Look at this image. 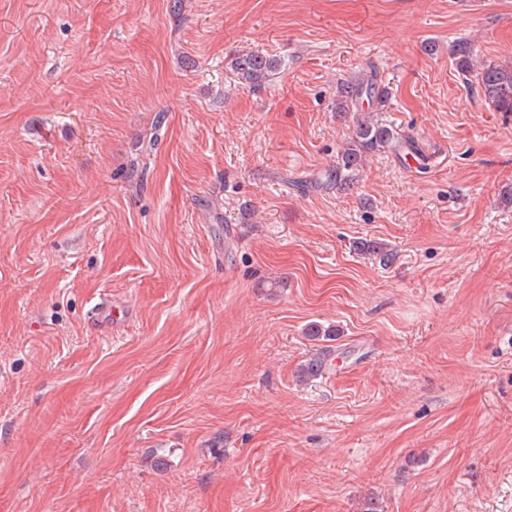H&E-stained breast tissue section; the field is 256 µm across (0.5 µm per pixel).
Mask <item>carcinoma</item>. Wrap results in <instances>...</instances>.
Returning <instances> with one entry per match:
<instances>
[{"mask_svg":"<svg viewBox=\"0 0 512 512\" xmlns=\"http://www.w3.org/2000/svg\"><path fill=\"white\" fill-rule=\"evenodd\" d=\"M453 59L464 76H470L475 80L478 93L486 103L497 112H512L511 66L485 64L478 69L474 68L471 45L466 40L455 43ZM276 65V59L259 52L242 54L230 62V68L238 84L252 89L261 87ZM387 97L388 92L375 78L362 82L346 80L339 85L336 116L344 120L354 112L356 122L353 124L346 146L337 157L336 165L324 172L323 185L330 187L352 183L356 178V172L372 153L383 149L397 151L402 148H416L414 139H400L391 128L374 119L371 113L360 112L361 99H372L381 104Z\"/></svg>","mask_w":512,"mask_h":512,"instance_id":"cac0c4a2","label":"carcinoma"}]
</instances>
